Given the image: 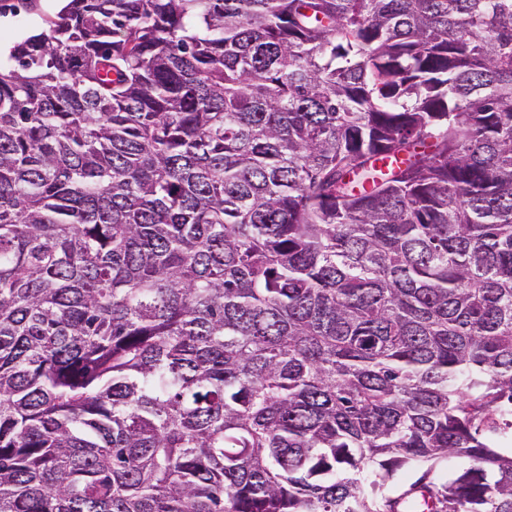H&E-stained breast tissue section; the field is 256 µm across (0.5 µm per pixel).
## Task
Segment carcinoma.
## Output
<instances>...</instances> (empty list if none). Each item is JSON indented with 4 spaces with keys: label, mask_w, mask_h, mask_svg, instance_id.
Wrapping results in <instances>:
<instances>
[{
    "label": "carcinoma",
    "mask_w": 512,
    "mask_h": 512,
    "mask_svg": "<svg viewBox=\"0 0 512 512\" xmlns=\"http://www.w3.org/2000/svg\"><path fill=\"white\" fill-rule=\"evenodd\" d=\"M508 438L512 0H68L0 60V512H512Z\"/></svg>",
    "instance_id": "carcinoma-1"
}]
</instances>
